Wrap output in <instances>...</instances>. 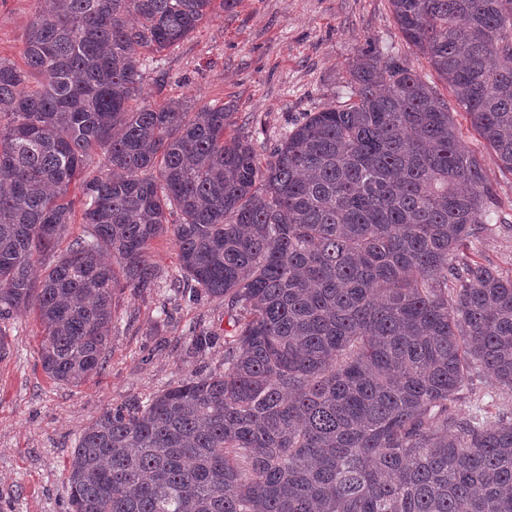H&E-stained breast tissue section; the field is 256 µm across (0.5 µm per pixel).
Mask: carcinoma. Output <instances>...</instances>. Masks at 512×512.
<instances>
[{"mask_svg":"<svg viewBox=\"0 0 512 512\" xmlns=\"http://www.w3.org/2000/svg\"><path fill=\"white\" fill-rule=\"evenodd\" d=\"M230 2L36 0L24 65L0 60V353L33 309L43 371L89 380L115 290L158 285L169 230L176 282L232 312L224 369L84 429L72 512H512V411L455 410L480 369L512 394V275L460 258L500 210L482 159L378 52L264 161L222 105L139 103L141 51ZM390 3L512 174V0ZM150 262L156 266L162 279L178 273L177 249L170 233L158 238L150 249Z\"/></svg>","mask_w":512,"mask_h":512,"instance_id":"carcinoma-1","label":"carcinoma"}]
</instances>
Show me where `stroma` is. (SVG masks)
I'll use <instances>...</instances> for the list:
<instances>
[{"instance_id":"1","label":"stroma","mask_w":512,"mask_h":512,"mask_svg":"<svg viewBox=\"0 0 512 512\" xmlns=\"http://www.w3.org/2000/svg\"><path fill=\"white\" fill-rule=\"evenodd\" d=\"M35 0H0V58L21 63ZM391 52L436 82L428 61L404 40L389 0H234L177 45L155 55L142 80L153 105L173 98L222 104L231 136L257 139L269 156L307 114L342 99L349 71L366 50ZM453 116L466 146L479 151L512 221V177L502 175L462 108ZM473 257L512 274V230L483 236ZM223 301L165 289L116 292L101 370L80 386L51 380L38 351L34 311L17 315L0 358V512H70L68 461L83 429L103 411L152 396L224 365ZM214 335L195 352L192 329Z\"/></svg>"}]
</instances>
